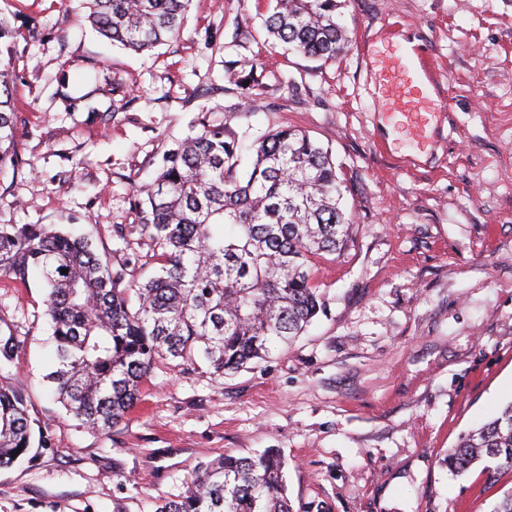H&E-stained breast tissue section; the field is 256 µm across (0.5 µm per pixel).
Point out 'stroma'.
Returning <instances> with one entry per match:
<instances>
[{
    "mask_svg": "<svg viewBox=\"0 0 512 512\" xmlns=\"http://www.w3.org/2000/svg\"><path fill=\"white\" fill-rule=\"evenodd\" d=\"M341 2L349 48L324 63L268 38V0H192L180 36L145 55L94 32L85 0H0L24 161L0 176V224L74 226L143 281L134 186L215 122L245 147L285 125L328 147L355 223L317 260L325 309L285 352L224 375L159 361L108 431L53 400L41 274L0 284V319L25 338L0 384L50 439L0 468V512H152L200 463L267 448L293 512H492L512 490L510 469L445 463L512 402V0ZM412 40L449 103L424 142L369 63ZM242 71L250 89L228 80Z\"/></svg>",
    "mask_w": 512,
    "mask_h": 512,
    "instance_id": "stroma-1",
    "label": "stroma"
}]
</instances>
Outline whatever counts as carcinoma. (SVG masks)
<instances>
[{"mask_svg": "<svg viewBox=\"0 0 512 512\" xmlns=\"http://www.w3.org/2000/svg\"><path fill=\"white\" fill-rule=\"evenodd\" d=\"M192 0H87L100 35L134 53L180 34ZM338 0H275L267 34L304 57L334 61L348 48ZM17 33L0 14V170L18 162L17 113L9 65ZM237 145L208 125L163 157L155 179L136 187L141 235L154 270L129 288L130 263L103 259L92 242L48 224H0V276L44 278L52 326L55 400L82 425L112 429L141 401L159 359L219 374L288 346L322 309L313 260L340 253L353 220L341 203L331 152L290 127L258 140L250 169L238 175ZM67 273H61V269ZM23 346L0 321V359ZM24 394L0 386V468L32 448ZM481 464L512 469V402L448 451L455 476ZM287 463L276 448L231 452L199 466L185 490L155 512H293Z\"/></svg>", "mask_w": 512, "mask_h": 512, "instance_id": "1", "label": "carcinoma"}]
</instances>
